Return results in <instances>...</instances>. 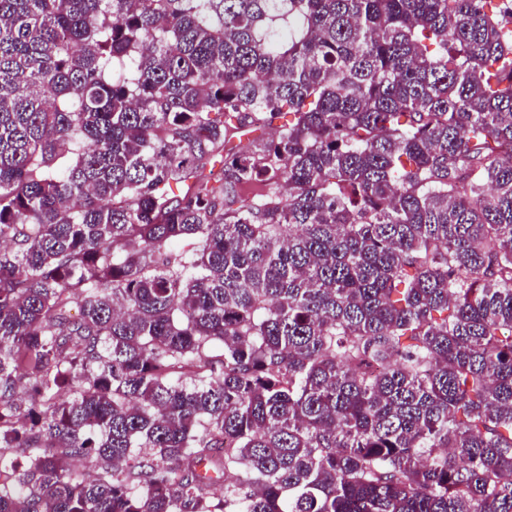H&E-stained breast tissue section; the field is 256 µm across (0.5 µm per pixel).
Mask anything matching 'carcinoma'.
Returning a JSON list of instances; mask_svg holds the SVG:
<instances>
[{
  "label": "carcinoma",
  "mask_w": 512,
  "mask_h": 512,
  "mask_svg": "<svg viewBox=\"0 0 512 512\" xmlns=\"http://www.w3.org/2000/svg\"><path fill=\"white\" fill-rule=\"evenodd\" d=\"M493 2L0 0V512H512Z\"/></svg>",
  "instance_id": "carcinoma-1"
}]
</instances>
